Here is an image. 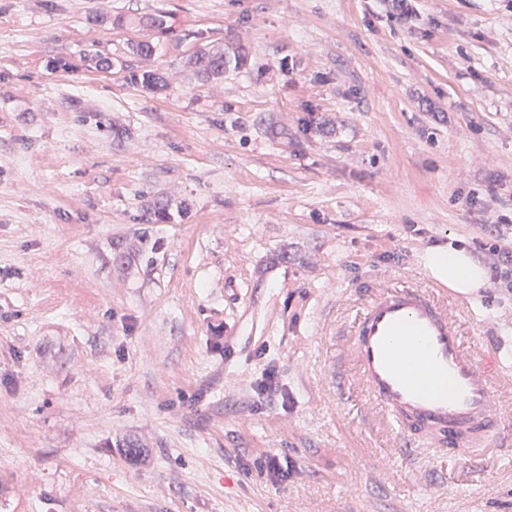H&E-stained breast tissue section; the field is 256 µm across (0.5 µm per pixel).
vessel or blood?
I'll return each mask as SVG.
<instances>
[{
    "mask_svg": "<svg viewBox=\"0 0 512 512\" xmlns=\"http://www.w3.org/2000/svg\"><path fill=\"white\" fill-rule=\"evenodd\" d=\"M468 298L427 275L381 286L362 306L338 360L363 418L389 438L424 437L449 456L502 441L512 424V381L493 380L498 352L461 334Z\"/></svg>",
    "mask_w": 512,
    "mask_h": 512,
    "instance_id": "1",
    "label": "vessel or blood"
}]
</instances>
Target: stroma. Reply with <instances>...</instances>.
<instances>
[{
    "instance_id": "obj_1",
    "label": "stroma",
    "mask_w": 512,
    "mask_h": 512,
    "mask_svg": "<svg viewBox=\"0 0 512 512\" xmlns=\"http://www.w3.org/2000/svg\"><path fill=\"white\" fill-rule=\"evenodd\" d=\"M158 10L167 87L80 65ZM505 216L512 0H0V512H512V427L394 453L336 375L373 283ZM471 300L512 369V296ZM168 18H170L166 12H157L149 15L137 16V17H113L108 16H95V22L104 23L110 28H127L130 26L137 27L146 32H154L159 35H166L171 30V25H169ZM240 54L236 49H204L200 50L189 62L194 76L202 81H215L224 77V69L240 63Z\"/></svg>"
}]
</instances>
